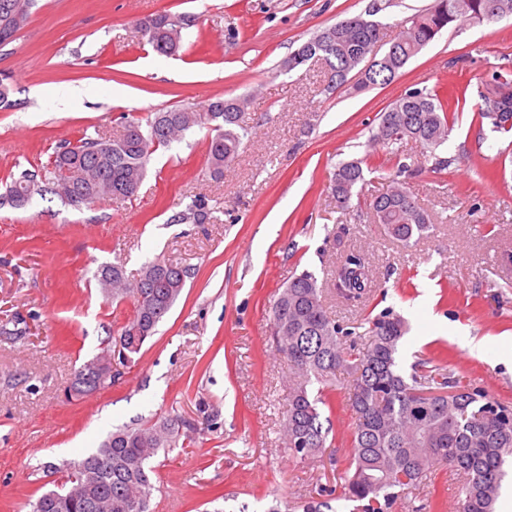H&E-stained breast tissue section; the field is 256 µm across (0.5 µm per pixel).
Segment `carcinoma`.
Masks as SVG:
<instances>
[{
	"label": "carcinoma",
	"mask_w": 512,
	"mask_h": 512,
	"mask_svg": "<svg viewBox=\"0 0 512 512\" xmlns=\"http://www.w3.org/2000/svg\"><path fill=\"white\" fill-rule=\"evenodd\" d=\"M35 0H0V46L11 43L30 17ZM380 11L372 0L362 15L324 29L288 58L292 71L312 60L324 64L327 80L321 92L330 94L347 76L365 65L355 90L388 85L409 59L454 23L496 22L512 16V0H435L426 12L401 26L395 52L373 54L379 41ZM193 19L164 12L138 23L141 37L161 55L180 48L182 31ZM476 118L498 135L512 133V92L495 102L478 91ZM246 103L243 97L215 98L195 106L157 112L146 123L125 122L124 132L112 136L108 150H100L103 134L83 133L74 143L57 147L48 163L13 180L0 207H23L35 193L50 191L70 205L81 207L103 197L117 201L133 198L147 175L151 156L161 146L181 139L193 127H211L207 147L210 172L218 177L238 155L247 131L239 125ZM448 103L438 92L412 89L383 113L372 140L398 154L405 142L435 153L453 129ZM365 160L336 167L332 191L343 209L359 199L365 181ZM373 198L375 219L389 236L404 243L422 234L429 222L403 181ZM209 216L203 199L192 201L178 220L204 223ZM188 271L177 264L155 260L144 265L137 278L126 276L114 264L102 270L103 292L118 303L127 299L132 311L116 330L113 346L104 348L131 362L156 334L186 284ZM338 278L352 295L361 296L367 280L365 258L345 256ZM275 350L290 368L288 409L283 421L284 443L298 463L326 448L331 428L324 425L321 407L328 405L325 386L336 372L351 375L350 407L354 414L349 470L343 499L357 512H392L397 500L425 486L430 467L450 468L463 478L455 512H494L512 458V406L497 401L471 384L448 390L442 368L406 375L397 354L407 332L405 321L391 311L368 320V339L362 347L347 342L352 330L328 315L323 290L316 276L304 271L282 289L272 306ZM178 420L123 426L113 431L88 456L47 468L61 474V484L47 496L44 512H154L151 501V460L162 448L178 441Z\"/></svg>",
	"instance_id": "obj_1"
}]
</instances>
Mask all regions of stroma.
<instances>
[{
	"mask_svg": "<svg viewBox=\"0 0 512 512\" xmlns=\"http://www.w3.org/2000/svg\"><path fill=\"white\" fill-rule=\"evenodd\" d=\"M370 0H36L28 24L0 48V194L54 148L82 132L118 133L123 117L247 96L248 129L223 177L210 174L207 128L195 127L151 157L138 193L74 208L33 195L0 209V324L16 318L25 335H0V512H30L54 489L47 463L82 458L117 427L158 418L187 426L177 447L154 458L155 512H304L319 487L345 482L353 415L348 378L338 375L322 413L333 430L322 455L298 464L281 424L289 369L272 344L271 305L308 270L325 290L330 316L357 325L391 310L407 332L403 370L448 366L461 381L512 402V166L473 116L477 89L495 67L512 76V18L451 26L413 56L391 84L354 91L358 73L334 94L326 72L285 62L314 34L364 13ZM431 0H381V48ZM195 18L177 56L141 45L137 23L161 12ZM84 86L81 105L67 103ZM447 87L454 129L443 173L414 143L405 179L430 227L403 243L376 224L368 202L385 192L399 157L371 141L382 114L407 90ZM465 103H458V96ZM370 158L358 204L331 193L340 161ZM205 198L208 223L171 222ZM362 253L365 292L348 300L333 285L338 263ZM161 258L186 267L182 295L117 381L69 395L74 371L98 354L131 301L101 291L102 266L123 263L129 278ZM455 481L433 469L421 495L452 512Z\"/></svg>",
	"mask_w": 512,
	"mask_h": 512,
	"instance_id": "stroma-1",
	"label": "stroma"
}]
</instances>
